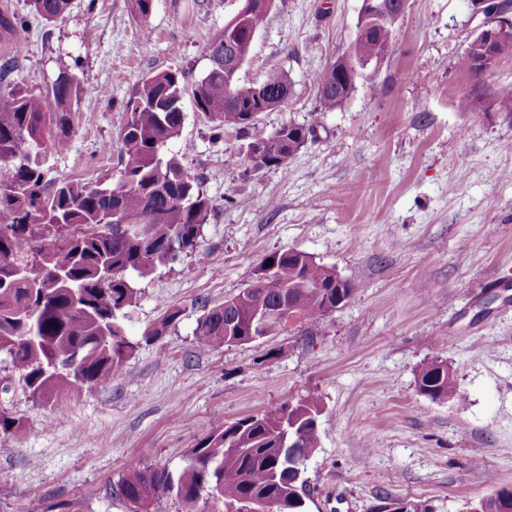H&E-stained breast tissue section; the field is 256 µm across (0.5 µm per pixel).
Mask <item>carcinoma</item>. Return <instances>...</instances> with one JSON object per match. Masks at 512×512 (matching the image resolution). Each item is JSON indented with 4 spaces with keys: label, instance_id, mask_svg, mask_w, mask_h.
Segmentation results:
<instances>
[{
    "label": "carcinoma",
    "instance_id": "cac0c4a2",
    "mask_svg": "<svg viewBox=\"0 0 512 512\" xmlns=\"http://www.w3.org/2000/svg\"><path fill=\"white\" fill-rule=\"evenodd\" d=\"M47 22L63 18L73 0H29ZM154 0H135L142 33L150 32ZM269 13L253 12L240 22L237 51L248 57L247 31H258ZM399 16L383 15L363 39H355L349 57L360 64L392 44ZM26 17L0 15V30L16 37ZM224 29L211 39L213 61L191 85L181 70L143 77L123 102L120 133L122 169L116 179L81 181L50 178L51 161L68 150L73 132V101L78 80L61 67L45 91L35 93L6 82L8 60L0 64V354L5 355L24 390L48 405L64 393L103 387L134 356L141 342L164 335L180 321L182 310L162 304L160 319L139 341L125 333L124 319L136 306L132 278H145L197 247L202 226L214 211L178 155L167 150L179 138L183 108L172 104L191 95L195 112L211 126L216 139L224 131L246 134L259 115L273 106L256 103L254 85L224 76ZM492 63L468 53L457 67L478 79ZM321 110L332 112L354 91L347 77L325 66L313 76ZM264 82L288 92V77L270 70ZM316 134V124H284L270 134L250 138L261 151L258 172L285 165ZM129 224L135 230L120 233ZM273 260V279L263 280ZM355 288L336 281L335 270L313 257L300 259L286 250L265 255L249 286L224 298L197 321L201 352L257 343L288 325L315 323L346 303ZM418 390L432 400L452 398L456 383L448 364L432 362L417 376ZM322 401L311 393L261 413L226 422L201 439L176 475L166 469H133L117 482L116 494L131 512H150L154 499L174 494L195 512L200 499L213 512H244L248 503L269 499L282 512H308L307 462L320 447L318 418ZM23 419L0 410V439L25 433Z\"/></svg>",
    "mask_w": 512,
    "mask_h": 512
}]
</instances>
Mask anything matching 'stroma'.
<instances>
[{
	"label": "stroma",
	"mask_w": 512,
	"mask_h": 512,
	"mask_svg": "<svg viewBox=\"0 0 512 512\" xmlns=\"http://www.w3.org/2000/svg\"><path fill=\"white\" fill-rule=\"evenodd\" d=\"M242 0H155L143 36L131 0H74L63 19L0 36L12 82L37 92L60 65L76 74L74 133L51 177L96 180L121 169L122 103L147 73L196 79L207 46ZM361 0H279L240 72L290 82L259 126L317 123L285 166L246 173L235 132L212 139L191 99L170 145L216 208L197 251L135 280L126 323L139 338L161 316L180 321L142 345L103 387L32 401L0 356V407L26 432L0 453V512H129L112 488L128 470L179 473L224 422L319 394L320 446L308 463L310 512H374L381 497L466 512L512 488V59L480 80L456 67L481 24L470 0H407L392 45L350 99L319 112L314 71L345 54ZM475 94L479 118L459 111ZM113 143L100 153L101 143ZM297 249L351 281L348 302L318 323L259 344L200 352L198 319L246 288L268 253ZM451 366L453 399L417 388L433 361Z\"/></svg>",
	"instance_id": "1"
}]
</instances>
